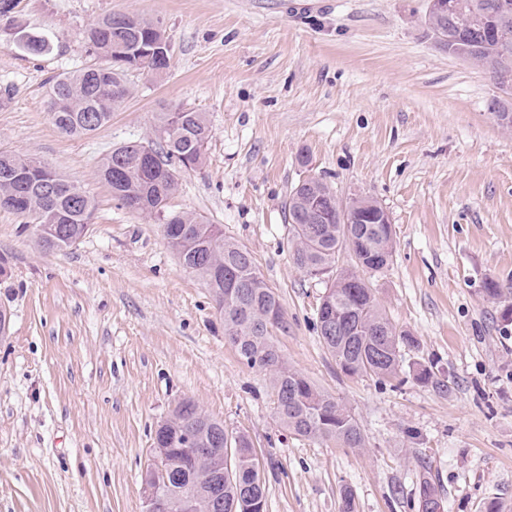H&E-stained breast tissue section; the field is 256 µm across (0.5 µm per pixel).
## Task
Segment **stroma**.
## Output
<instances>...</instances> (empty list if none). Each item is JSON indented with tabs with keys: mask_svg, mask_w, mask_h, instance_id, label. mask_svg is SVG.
Returning <instances> with one entry per match:
<instances>
[{
	"mask_svg": "<svg viewBox=\"0 0 512 512\" xmlns=\"http://www.w3.org/2000/svg\"><path fill=\"white\" fill-rule=\"evenodd\" d=\"M21 0L18 27L52 41L34 56L0 37V151L34 156L93 200L92 226L49 252L0 209V512H142L157 426L182 400L245 433L266 512H420L418 479L441 512H512V131L489 105L490 75L448 55L427 0ZM106 14L161 20L170 67L131 70V93L89 137L47 108L49 82L99 65L86 41ZM206 113L204 164L177 170L170 210L204 216L244 245L279 295L284 361L358 420L365 445L289 433L267 372L224 337L205 282L159 219L124 208L97 175L164 112ZM318 178L343 200L389 212L390 264L370 281L397 330L399 379L337 368L316 329L327 283L287 247L285 202ZM435 379L416 380L420 366Z\"/></svg>",
	"mask_w": 512,
	"mask_h": 512,
	"instance_id": "35a3bbf8",
	"label": "stroma"
}]
</instances>
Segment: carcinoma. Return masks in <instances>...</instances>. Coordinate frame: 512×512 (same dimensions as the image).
Wrapping results in <instances>:
<instances>
[{"label": "carcinoma", "mask_w": 512, "mask_h": 512, "mask_svg": "<svg viewBox=\"0 0 512 512\" xmlns=\"http://www.w3.org/2000/svg\"><path fill=\"white\" fill-rule=\"evenodd\" d=\"M479 12L448 18L450 39L443 44L456 56L476 45L480 58L490 65L512 68V17L505 24L492 19L496 0H474ZM19 48L33 55L51 49L44 35L19 30ZM90 51L104 64L67 72L52 79L49 110L56 128L71 137H87L106 125L112 112L128 97L126 72L143 69L162 73L170 65V43L163 23L129 15L108 14L86 33ZM212 129L203 112H165L155 130L165 143L158 150L151 142L131 141L109 153L98 169L99 178L123 206L153 215L167 226L169 247L180 253L190 240L196 252L185 256L186 268L200 275L224 315V335L240 358L268 372L276 392V414L292 434L334 441L348 448L365 445L361 427L345 407L316 388L301 373L289 368L275 348L274 331L266 329L268 315L283 310L279 295L259 273L250 251L224 237L219 224L202 216L174 212L168 200L178 187L175 166L193 169L202 164ZM317 190L297 185L288 196V244L294 263L306 274L323 267L335 268L326 290V305L318 308L316 329L324 346L347 376L392 380L402 370L401 347L414 345L406 332L397 331L376 297L365 274L379 272L393 257L394 233L390 224H363L358 216H378L383 206L361 197L339 201L328 218L316 213L314 192L336 195L325 182ZM18 202L13 212L31 220L38 246L61 251L82 238L91 223L94 206L74 183L28 156L0 151V198ZM353 265H338L341 252ZM193 419L194 438L211 448L227 446L223 423L211 418L190 400L175 407L165 431L179 432L183 416ZM224 498L223 512H243L246 497L266 498L255 457L241 454L233 474L217 487ZM422 512H439L440 503L428 480L421 482Z\"/></svg>", "instance_id": "1"}]
</instances>
